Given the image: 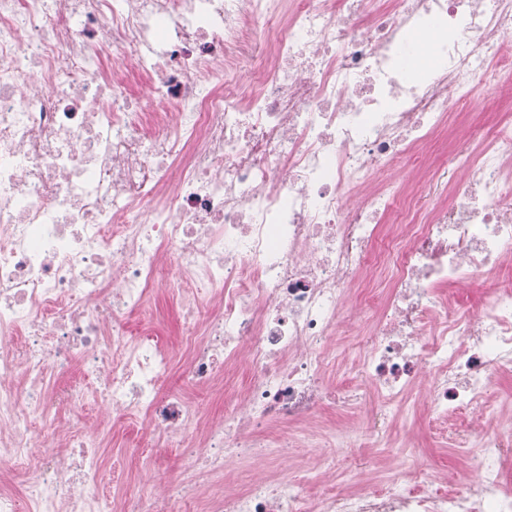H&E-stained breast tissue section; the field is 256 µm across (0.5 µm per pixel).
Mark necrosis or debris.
<instances>
[{"instance_id": "necrosis-or-debris-1", "label": "necrosis or debris", "mask_w": 512, "mask_h": 512, "mask_svg": "<svg viewBox=\"0 0 512 512\" xmlns=\"http://www.w3.org/2000/svg\"><path fill=\"white\" fill-rule=\"evenodd\" d=\"M479 94H512V0H0V464L26 476L0 512H181L196 496L202 512H512V408L489 396L512 372V118L413 192L387 178ZM386 221L400 231L384 244ZM379 248L391 275L356 304L369 333L334 391L330 343ZM165 261L183 377L249 374L222 418L161 394L174 356L131 327ZM419 388L429 422L477 444L457 481L425 464L353 491L328 456L237 482L241 459L287 458L270 423L330 406L364 411L390 447ZM88 407L148 422L223 490L112 499L96 436L56 423Z\"/></svg>"}]
</instances>
